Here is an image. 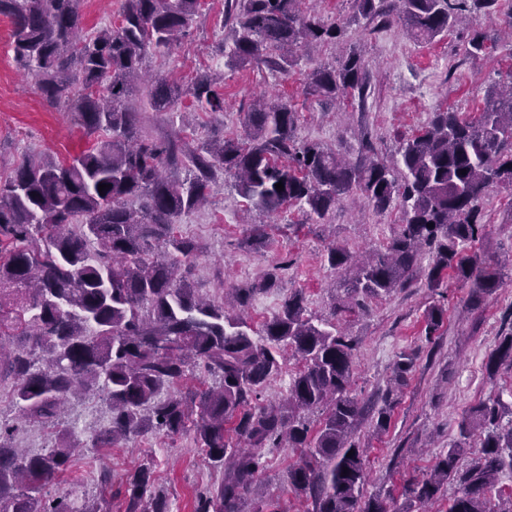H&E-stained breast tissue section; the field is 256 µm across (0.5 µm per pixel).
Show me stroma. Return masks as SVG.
<instances>
[{
	"label": "stroma",
	"mask_w": 512,
	"mask_h": 512,
	"mask_svg": "<svg viewBox=\"0 0 512 512\" xmlns=\"http://www.w3.org/2000/svg\"><path fill=\"white\" fill-rule=\"evenodd\" d=\"M306 5L324 22L346 25L347 43L366 61L365 104L303 92L311 68L340 57L342 46L338 44L301 54L298 66L285 76L256 63L226 66L222 47L231 43L233 29L221 23L224 0H205L181 44L169 55L149 58L147 65L151 73L183 83L197 71H214L222 77L224 109L197 113L187 125L176 112H144L153 137L240 138L244 135L241 111L253 97H286L299 115L300 140L335 148L353 163L370 154L391 164L399 158V137L412 135L430 112L459 107L470 117H478L491 91L512 78V38L505 32L512 0H499L497 13L480 16L488 50L476 59L456 50L460 38L470 32L465 25L432 43L419 44L409 39L400 21L384 25L356 18L354 0H306ZM10 30L9 20L0 17L1 179L10 176L26 157L65 160L89 142L76 113L49 105L33 77L17 68ZM368 144L373 147L369 153L364 150ZM325 221L331 230L327 237L299 207L276 214L248 209L230 182L222 180L214 188L211 204L183 217L178 231L198 248L191 274L195 287L218 304L228 290L244 286L276 262L287 261L279 288L257 295L245 306V315L253 327H261L279 312L289 292L300 289L307 297L310 315L335 323L356 339L353 395L362 404L379 403L386 397L395 403L386 432L374 433L366 417L353 436L367 450L364 497L385 498L390 512H446L456 481H449L436 500L424 505L400 496L399 488L405 480L430 471L457 440L459 425L471 409L494 404L503 419L512 418V368L499 367L492 375L485 368L490 353L512 334V267L506 264L512 255V191L491 187L483 204L485 229L472 250L484 261H502L503 283L476 307L470 302L469 285L453 281L439 294L417 277L390 296L334 314V303L343 300L344 294L324 258L328 240L359 251L382 246L397 232L403 214L397 208L375 213L364 198L353 196L330 211ZM255 231L266 235V248L241 247V240ZM434 303L443 305L446 314L438 335L428 342L421 329L425 311ZM410 350L418 353L415 369L404 384H391L397 355ZM110 419L102 395L90 392L72 400L58 424L20 428L15 443L40 453L57 434L71 433L80 446L66 469L48 485V493L79 502L103 498L110 501L112 512H124L122 478L149 454L157 462L155 485L168 496L173 512H191L196 491L218 480V472L189 432L173 438L145 432L118 448L91 447L92 438ZM299 459V449L287 446L269 454L266 468L253 484L251 500L274 499L283 512H308L309 502L285 481L288 467ZM103 469L112 473L111 487L99 482Z\"/></svg>",
	"instance_id": "stroma-1"
}]
</instances>
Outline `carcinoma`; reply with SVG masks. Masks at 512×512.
<instances>
[{
  "label": "carcinoma",
  "instance_id": "cac0c4a2",
  "mask_svg": "<svg viewBox=\"0 0 512 512\" xmlns=\"http://www.w3.org/2000/svg\"><path fill=\"white\" fill-rule=\"evenodd\" d=\"M498 2L356 0L366 18L388 23L397 17L417 43L447 35L469 13L474 25L459 45L467 58L484 53L476 22ZM301 3L227 0L224 20L235 37L224 51L226 64L254 62L286 75L300 48L345 36L344 26L303 12ZM200 7L201 0H123L118 24L89 34L77 0H0V17L12 25L14 62L34 77L49 104L74 109L91 138L67 161L31 157L0 181V344H16L0 360V378H13V402L22 417L41 422L59 418L79 391L103 392L112 416L93 448L116 446L146 430L193 433L222 478L194 496L192 512H282L275 501H251L249 494L266 454L284 444L301 449L287 482L312 500L311 512H388L380 498L362 499L365 450L352 435L364 408L348 390L354 340L315 324L301 290L288 293L257 331L224 305L202 299L190 280L197 248L177 233V224L209 199L219 174L268 213L296 203L322 219L358 193L375 212L398 207L405 220L363 258L344 245L327 248L348 301L391 295L426 257L428 288L451 277L470 284L475 300L490 296L501 286V264L482 262L465 249L482 235L481 204L489 189L512 190V87L476 119L457 109L431 113L402 140L395 167L378 159L353 164L331 148L299 140L297 112L284 99L258 97L248 104L243 140L192 146L154 139L142 131L138 107L128 100L131 82L150 56L172 51ZM364 70L363 58L350 51L334 65L314 68L304 92L364 100ZM186 95L197 109L224 111V92L207 71L186 89L150 78L147 105L170 112ZM178 164L185 177L164 175ZM282 270L277 264L235 289L239 305L279 287ZM444 314L439 304L428 307L426 337L439 330ZM290 355L301 367L288 394L277 404L259 402ZM416 358L413 351L400 353L395 383L405 380ZM503 364L512 366V336L486 368L494 373ZM192 366L219 385L183 397L163 395ZM317 411L322 419L313 431L309 414ZM500 419L494 406L473 409L459 425L458 440L429 473L407 481L402 495L425 503L455 479L459 490L448 512H512V493L508 507L489 506L500 475L512 473V421L504 427ZM478 429L486 431L481 456L461 472L459 457ZM13 433L0 426V512H102L95 504L43 497L74 449L67 437L30 454L13 446ZM153 468L148 460L125 474L126 512H170L154 487Z\"/></svg>",
  "mask_w": 512,
  "mask_h": 512
}]
</instances>
